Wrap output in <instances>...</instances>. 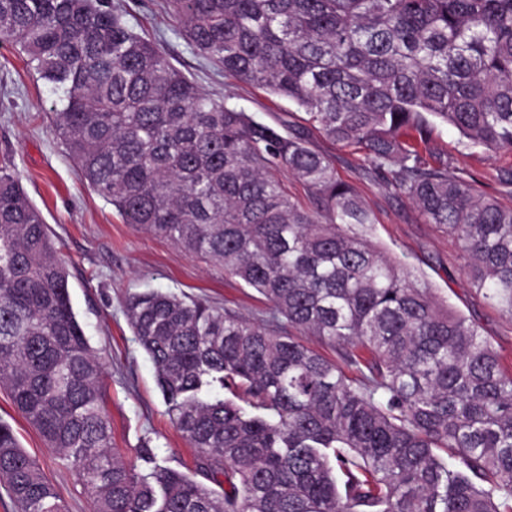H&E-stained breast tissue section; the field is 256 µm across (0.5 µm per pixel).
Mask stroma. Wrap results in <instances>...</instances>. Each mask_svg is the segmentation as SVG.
Instances as JSON below:
<instances>
[{"label":"stroma","mask_w":512,"mask_h":512,"mask_svg":"<svg viewBox=\"0 0 512 512\" xmlns=\"http://www.w3.org/2000/svg\"><path fill=\"white\" fill-rule=\"evenodd\" d=\"M134 31L157 41L170 62L203 90L231 96L233 103L272 125L298 124L302 111L255 85L229 84L188 43L165 14L164 0H114ZM54 96L30 72L15 46L0 44V155H11L15 172L41 211L68 273L69 290L85 334L104 366L105 407L116 448L133 454L150 441L170 465L191 471L194 451L172 425L156 385L153 362L139 346L125 312L130 293L157 288L202 298L240 317L263 323L268 302L255 290L225 276L222 267L184 253L123 221L85 185L54 133ZM312 147L330 155L337 176L352 186L373 215L372 242L408 268L425 275L449 304L472 316L483 333L512 362V319L477 294L455 239L424 223L415 207L369 173L364 152L330 141L319 131ZM424 157L443 158L452 175L475 176L478 187L512 207V189L500 177L512 168V152L464 146L446 125L432 130ZM0 420L9 423L21 446L57 485L68 512H90L89 498L41 435L0 391Z\"/></svg>","instance_id":"1"}]
</instances>
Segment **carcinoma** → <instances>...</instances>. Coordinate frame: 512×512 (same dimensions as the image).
Instances as JSON below:
<instances>
[{
    "mask_svg": "<svg viewBox=\"0 0 512 512\" xmlns=\"http://www.w3.org/2000/svg\"><path fill=\"white\" fill-rule=\"evenodd\" d=\"M166 8L224 78L363 149L374 176L459 242L475 288L512 319V207L422 156L436 120L471 147L512 152V0ZM0 42L50 86L56 136L124 223L271 305L256 324L159 289L128 298L197 463L169 467L148 441L123 456L67 268L0 165V387L95 512H512V369L475 320L372 243L371 213L307 128L284 135L204 91L111 0H0ZM0 483L18 512H67L4 422Z\"/></svg>",
    "mask_w": 512,
    "mask_h": 512,
    "instance_id": "obj_1",
    "label": "carcinoma"
}]
</instances>
